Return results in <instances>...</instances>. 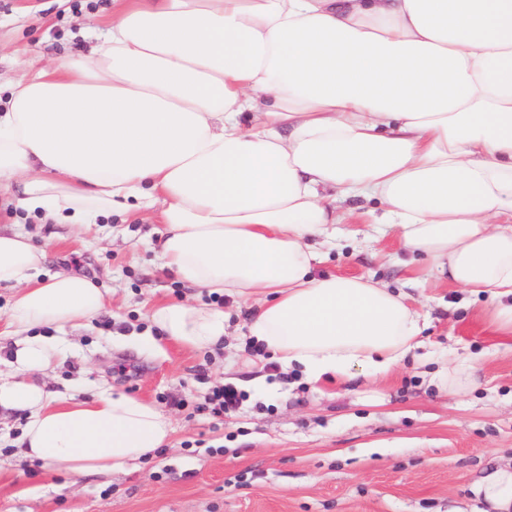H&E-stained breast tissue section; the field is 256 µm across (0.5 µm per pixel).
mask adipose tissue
<instances>
[{"label": "adipose tissue", "mask_w": 512, "mask_h": 512, "mask_svg": "<svg viewBox=\"0 0 512 512\" xmlns=\"http://www.w3.org/2000/svg\"><path fill=\"white\" fill-rule=\"evenodd\" d=\"M78 57L29 61L0 102V194L90 225L153 208L161 267L193 289L263 296L249 323L311 380L376 374L420 344L405 295L317 276L314 240L368 208L404 251L512 324V0H112ZM29 233L0 231V338L16 346L0 409L27 411L26 456L107 473L166 444L171 423L131 396H55L36 381L69 348L36 326L86 327L112 289L47 273ZM193 348L223 309L152 308Z\"/></svg>", "instance_id": "adipose-tissue-1"}]
</instances>
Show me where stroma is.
Returning a JSON list of instances; mask_svg holds the SVG:
<instances>
[{
    "label": "stroma",
    "mask_w": 512,
    "mask_h": 512,
    "mask_svg": "<svg viewBox=\"0 0 512 512\" xmlns=\"http://www.w3.org/2000/svg\"><path fill=\"white\" fill-rule=\"evenodd\" d=\"M111 10L112 0H0V84L21 76L22 56L86 52ZM0 218L48 245L55 266L113 288L111 312L90 327H37L72 345L45 376L49 390L90 395L108 385L173 426L166 445L112 475H72L23 457L26 414L1 412L0 512H484L486 475L512 472V347L490 334V302L404 254L391 229L363 217L343 225L314 272L412 296L423 343L389 373L314 383L250 336L255 301L193 296L223 309V344L193 349L164 338L151 307L189 294L157 265L164 227L146 215L99 219L84 244L75 228L2 195ZM142 336L154 338L151 350L136 346ZM464 358L476 370L454 393L448 375ZM222 385L240 402L219 418L204 405Z\"/></svg>",
    "instance_id": "1"
}]
</instances>
